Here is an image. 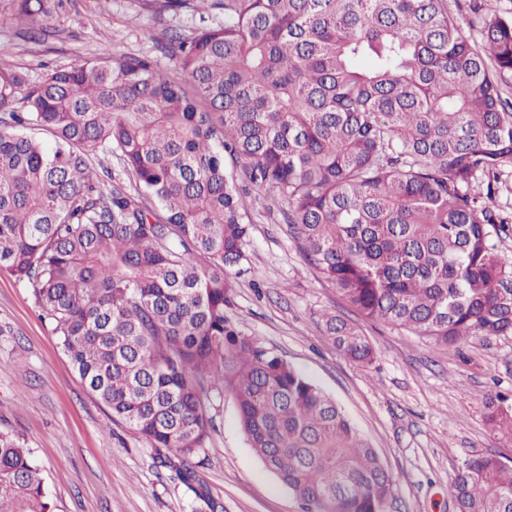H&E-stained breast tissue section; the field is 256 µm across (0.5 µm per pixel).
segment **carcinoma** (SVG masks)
I'll return each instance as SVG.
<instances>
[{
  "label": "carcinoma",
  "mask_w": 512,
  "mask_h": 512,
  "mask_svg": "<svg viewBox=\"0 0 512 512\" xmlns=\"http://www.w3.org/2000/svg\"><path fill=\"white\" fill-rule=\"evenodd\" d=\"M61 2L0 0V16L38 42ZM448 2L162 0L199 14L161 44L184 81L148 55L104 51L37 81L0 62V270L31 290L112 420L208 512L221 508L197 474L210 388L234 397L249 447L306 512H382L394 485L336 403L227 314L251 233L239 182L286 205L305 263L363 317L448 347L512 336L496 243L512 17ZM98 148L134 191L102 190ZM322 322L346 358L372 362L357 327ZM485 408L512 438V400ZM451 493L457 512H512V464L469 458ZM0 512H54L32 452L2 432Z\"/></svg>",
  "instance_id": "1"
}]
</instances>
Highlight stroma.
<instances>
[{
    "label": "stroma",
    "instance_id": "stroma-1",
    "mask_svg": "<svg viewBox=\"0 0 512 512\" xmlns=\"http://www.w3.org/2000/svg\"><path fill=\"white\" fill-rule=\"evenodd\" d=\"M191 13L159 11L156 0H64L40 44L0 19V60L40 79L114 55H157L170 30L187 34ZM269 198L250 209L246 261L229 313L330 396L394 475L385 512H455L449 492L470 457L512 458V440L485 421L487 394H512V336L472 337L459 347L431 343L365 319L332 283L304 262ZM332 312L352 322L375 347L359 365L336 350L321 323ZM214 417L199 476L224 512H302L294 494L249 448L231 395L208 392ZM0 431L33 451L55 512H191L194 494L170 477L154 448L81 385L31 291L0 271Z\"/></svg>",
    "mask_w": 512,
    "mask_h": 512
}]
</instances>
